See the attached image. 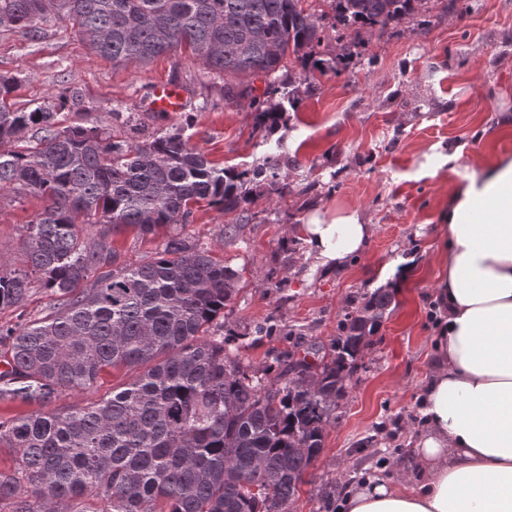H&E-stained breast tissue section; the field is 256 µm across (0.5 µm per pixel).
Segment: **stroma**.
Masks as SVG:
<instances>
[{
  "instance_id": "35a3bbf8",
  "label": "stroma",
  "mask_w": 512,
  "mask_h": 512,
  "mask_svg": "<svg viewBox=\"0 0 512 512\" xmlns=\"http://www.w3.org/2000/svg\"><path fill=\"white\" fill-rule=\"evenodd\" d=\"M0 73L19 77V108L65 89L77 92L79 107L60 115L66 125L95 118L115 138L145 140L190 114L193 144L216 163L250 165L274 150L292 159V193L255 196L256 218L240 225L233 240L223 234L231 215L204 206L190 224L144 237L128 228L113 245L121 263L137 265L180 234L239 270L237 296L215 332L233 335L242 361L273 375L307 345H330L355 296L390 288L388 314L358 359L290 510L340 512L348 486L392 478L391 460L409 458L421 427L415 397L433 357L440 211L472 174L474 159L512 155V0H459L454 11L435 6L429 22L375 29L348 71L301 85L276 145L254 133L248 98L225 101L224 77L183 48L143 65H115L50 20L36 38L0 29ZM159 82L184 93L183 111L148 110L146 99ZM456 149L462 158L455 169L419 176L428 156ZM317 206L359 209L374 226L365 250L344 270L324 272L305 251H288ZM43 207L28 192L0 191V252L9 266L25 267L26 226ZM397 259L406 275L381 281L383 266ZM272 270L284 287H268ZM128 378L123 370L102 372L92 388L63 392L43 410L59 413L107 398Z\"/></svg>"
}]
</instances>
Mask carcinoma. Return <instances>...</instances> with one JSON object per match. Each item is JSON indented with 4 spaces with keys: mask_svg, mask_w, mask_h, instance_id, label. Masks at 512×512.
Wrapping results in <instances>:
<instances>
[{
    "mask_svg": "<svg viewBox=\"0 0 512 512\" xmlns=\"http://www.w3.org/2000/svg\"><path fill=\"white\" fill-rule=\"evenodd\" d=\"M302 0H0V28L34 37L49 18L68 23L116 64H143L190 48L228 77H273L253 97L255 129L286 126L299 86L276 74L298 62L304 79L361 55L365 34L429 11V0H331L339 52L320 58L323 16ZM18 85L0 74V191H29L46 206L26 224L30 266L0 252V310L20 309L31 278L55 296L46 315L0 327V403L45 404L89 389L106 368L131 377L112 397L65 413L0 421L7 512H290L303 476L358 358L391 305L387 288L363 292L329 352L311 344L274 379L209 335L238 291V270L187 237L171 236L151 260L118 263L111 235L186 225L204 201L249 218L253 192H291L288 158L217 168L192 144V122L137 141L96 121L63 126L73 92L30 108L10 103ZM27 130L35 145L17 148ZM100 227L82 236L79 225Z\"/></svg>",
    "mask_w": 512,
    "mask_h": 512,
    "instance_id": "1",
    "label": "carcinoma"
}]
</instances>
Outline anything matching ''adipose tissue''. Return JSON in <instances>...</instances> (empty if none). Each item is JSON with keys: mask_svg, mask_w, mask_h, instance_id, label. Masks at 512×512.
Returning <instances> with one entry per match:
<instances>
[{"mask_svg": "<svg viewBox=\"0 0 512 512\" xmlns=\"http://www.w3.org/2000/svg\"><path fill=\"white\" fill-rule=\"evenodd\" d=\"M435 358L417 395L423 430L409 488L376 479L342 512H512V156L482 162L440 212ZM300 231L316 267L338 271L374 227L313 209Z\"/></svg>", "mask_w": 512, "mask_h": 512, "instance_id": "ef3b65f1", "label": "adipose tissue"}]
</instances>
